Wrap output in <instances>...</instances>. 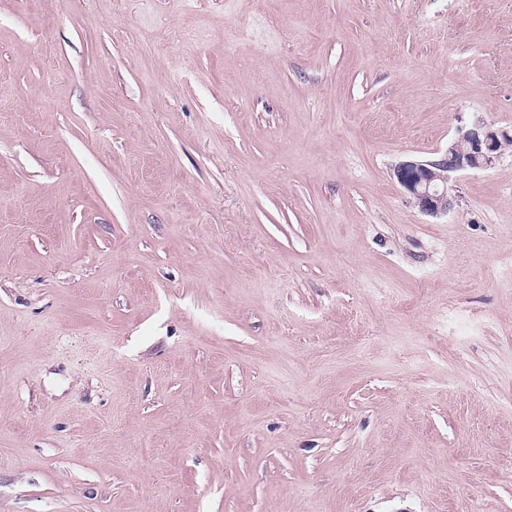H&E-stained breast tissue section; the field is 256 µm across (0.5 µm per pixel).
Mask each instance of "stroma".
I'll return each mask as SVG.
<instances>
[{
  "label": "stroma",
  "mask_w": 512,
  "mask_h": 512,
  "mask_svg": "<svg viewBox=\"0 0 512 512\" xmlns=\"http://www.w3.org/2000/svg\"><path fill=\"white\" fill-rule=\"evenodd\" d=\"M512 0H0V512H512ZM512 135L499 133L481 119L460 128L448 141L446 150L434 159L407 158L393 169L394 177L418 210L429 217L448 215L452 207L454 175L482 170L502 154Z\"/></svg>",
  "instance_id": "obj_1"
}]
</instances>
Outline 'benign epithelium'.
Listing matches in <instances>:
<instances>
[{"label": "benign epithelium", "instance_id": "1", "mask_svg": "<svg viewBox=\"0 0 512 512\" xmlns=\"http://www.w3.org/2000/svg\"><path fill=\"white\" fill-rule=\"evenodd\" d=\"M512 141L479 119L457 130L446 150L434 159L407 158L393 169L394 177L418 210L429 217L448 214L452 207L454 175L482 170L502 154L503 144Z\"/></svg>", "mask_w": 512, "mask_h": 512}]
</instances>
